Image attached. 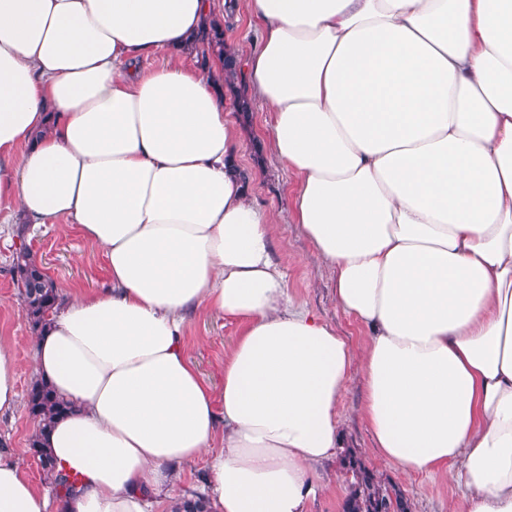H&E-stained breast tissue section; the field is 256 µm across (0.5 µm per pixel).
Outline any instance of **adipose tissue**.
<instances>
[{"label":"adipose tissue","mask_w":512,"mask_h":512,"mask_svg":"<svg viewBox=\"0 0 512 512\" xmlns=\"http://www.w3.org/2000/svg\"><path fill=\"white\" fill-rule=\"evenodd\" d=\"M245 3L242 81L362 345L289 296L224 65L186 62L235 0H0V203L76 227L109 278L35 343L76 488L0 454V512H150L200 460L211 512H305L355 365L382 456L512 512V0ZM210 313L239 325L218 392L185 354Z\"/></svg>","instance_id":"1"}]
</instances>
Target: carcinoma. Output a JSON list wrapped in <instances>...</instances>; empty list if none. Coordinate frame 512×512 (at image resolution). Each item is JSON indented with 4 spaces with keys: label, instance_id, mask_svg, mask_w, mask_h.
Listing matches in <instances>:
<instances>
[{
    "label": "carcinoma",
    "instance_id": "obj_1",
    "mask_svg": "<svg viewBox=\"0 0 512 512\" xmlns=\"http://www.w3.org/2000/svg\"><path fill=\"white\" fill-rule=\"evenodd\" d=\"M196 44L201 60H207L210 55L219 57L224 54V32L211 27L199 34ZM15 283L24 285L19 296L27 321L33 331L42 330L59 300V290L54 280L42 273L41 266L25 248L19 250L16 256ZM26 406L37 425L30 448L38 457L41 471L55 491L67 493L72 489L70 476L56 471L50 454L42 447L44 434L67 409V405L50 386L35 382L28 390ZM340 469L349 487L342 502V512H411L410 502L402 489L366 467L354 449L343 451Z\"/></svg>",
    "mask_w": 512,
    "mask_h": 512
}]
</instances>
